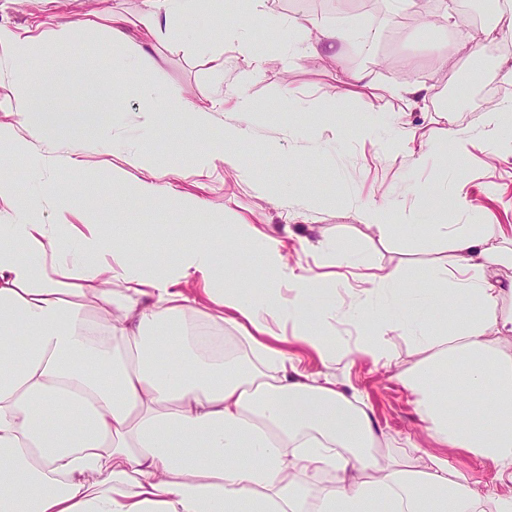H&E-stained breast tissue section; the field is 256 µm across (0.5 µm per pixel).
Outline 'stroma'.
I'll list each match as a JSON object with an SVG mask.
<instances>
[{
    "instance_id": "stroma-1",
    "label": "stroma",
    "mask_w": 512,
    "mask_h": 512,
    "mask_svg": "<svg viewBox=\"0 0 512 512\" xmlns=\"http://www.w3.org/2000/svg\"><path fill=\"white\" fill-rule=\"evenodd\" d=\"M327 2L265 0L266 14L280 21L276 27L229 10L218 17L200 13L188 26L172 19L148 47L147 59L129 72L112 71L109 65V23L93 19L98 0H58L54 5L15 0L0 10V24L12 28L27 24L34 14L53 16L58 26L86 20L70 46L48 39L35 55L47 66L94 71L96 81L110 93L105 111L122 143L120 154H88L81 167L61 164L50 169L53 191L41 203V220L53 223L56 208L78 202L80 223L118 224L129 247L148 243L165 249L167 236L179 234L188 216L165 200L137 199L114 192L112 186L113 167H121L127 185L133 186L148 177L136 155L159 153L171 167L169 182L176 193L206 200L225 223L244 219L256 224L280 241L290 265L309 275H333V288L321 291L310 315L327 332L352 344L365 328L349 315L353 277L337 254L361 258L377 273L397 271L405 283L423 281L449 255L447 241L426 237L414 219L417 206L429 204L430 189L458 201L453 211L434 212V223L481 225L493 244L512 251V144L504 138L489 140L483 118L491 101L480 92L497 80L503 97H512V83L501 78V54L484 52L483 64L476 68L466 49L474 33L471 20L483 18L495 26V0H452L448 10L460 18L454 28L441 16L429 24L413 16L398 21L385 4L371 12L362 0H350L339 13ZM302 11L318 28H375L383 37L371 53L352 43L343 59L330 53L310 57L304 34L289 35L286 26ZM242 36L272 47L260 67L242 60ZM213 53L222 56L223 72L213 71ZM357 70L372 72L373 87L354 83ZM416 78L429 91L412 104L403 89ZM460 81L467 94L462 109L454 110L448 106V87ZM146 84L161 92L179 89L192 106L210 111L213 129L226 124L245 128L246 139L235 146L240 169L220 164L198 173L195 154L210 142L195 134L189 113L181 108L160 107L152 127H144L139 90ZM240 97L254 104V112L225 110V103ZM451 126L467 144L460 160L445 142ZM406 129L412 142L391 149ZM370 204L401 219L403 231L379 234L363 218ZM389 339L399 355L396 364L383 366L363 354H350L335 370L340 389L372 407L392 453H399L406 441L417 442L447 458L478 488L493 484L502 496H512V483H496L495 464L440 447L428 435L401 383L419 356L408 336L393 332Z\"/></svg>"
}]
</instances>
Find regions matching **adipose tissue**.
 Here are the masks:
<instances>
[{"mask_svg": "<svg viewBox=\"0 0 512 512\" xmlns=\"http://www.w3.org/2000/svg\"><path fill=\"white\" fill-rule=\"evenodd\" d=\"M223 10L224 0H143L136 24L110 18L117 70L130 69L173 15ZM72 73L55 68L15 75L11 122H0V147L29 157L32 185L42 181L64 140L58 94ZM29 126L46 153L17 137ZM152 179L136 192L164 198L191 213L181 238L161 256L128 252L124 237L99 224L78 226L70 209L42 223L36 201L27 220L0 224V512H512V498L479 492L447 459L431 454L415 468L419 446L384 459L373 411L356 405L329 370L351 353L306 319L320 284L282 263L278 242L246 222L222 224L199 197L174 193L168 165L138 156ZM447 240L449 261L434 269V288H408L396 272L370 273L388 298L371 311L362 292L349 312L372 334L359 350L375 362H396L389 331L412 337L428 355L402 381L430 436L491 461L512 482V354L496 333H512V291L484 275L504 260L481 231L431 224ZM259 248L275 285L235 277L216 259L224 242ZM199 276L206 317L229 323L249 352L224 353L223 339L197 327L192 298L179 278ZM455 321H429L436 307ZM296 332H277L281 323ZM311 349L321 373H301L289 340ZM459 375L471 405L452 410L450 393L432 378ZM332 473L315 503L299 474Z\"/></svg>", "mask_w": 512, "mask_h": 512, "instance_id": "adipose-tissue-1", "label": "adipose tissue"}]
</instances>
